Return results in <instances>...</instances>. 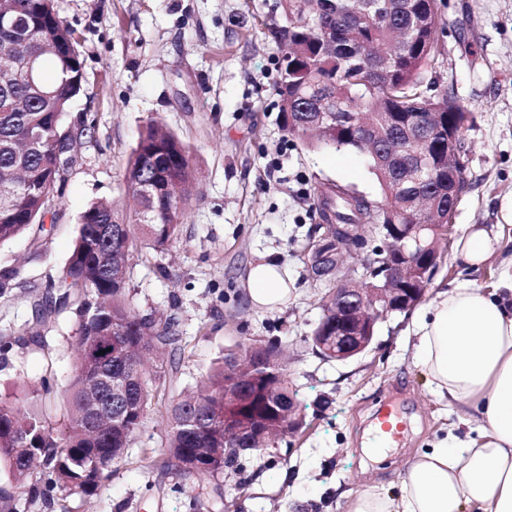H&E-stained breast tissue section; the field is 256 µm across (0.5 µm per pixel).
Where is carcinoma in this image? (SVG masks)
Returning a JSON list of instances; mask_svg holds the SVG:
<instances>
[{
	"mask_svg": "<svg viewBox=\"0 0 512 512\" xmlns=\"http://www.w3.org/2000/svg\"><path fill=\"white\" fill-rule=\"evenodd\" d=\"M435 0H408L406 8L384 21L365 15L356 0H280L285 23L274 27L282 48L277 92L296 104L284 114L289 132L313 149L347 147L367 150L366 142L380 131L383 145L411 153L403 135L405 126L427 125L435 113L439 123L463 128L469 112L444 90L426 95L421 74L434 61L430 33L413 31V17ZM7 14L25 17L28 28L20 34L0 28V54L17 52L36 60L35 83L23 70L0 72V182L13 191L0 194V244L33 225L44 227L50 202L73 162L56 153V137L63 132L64 116L81 91L82 63L75 30L63 24L55 0H0ZM319 103L332 118L323 133L310 134L306 122ZM41 132L36 149L24 148L29 129ZM370 170L383 199L375 204L342 192H316L317 212L325 224H364L373 229L393 221L394 211L421 198L435 199L448 208L458 204L448 196V174L433 171L419 182L401 180L396 170L383 168L373 156ZM193 178L188 146L175 134L149 121L125 173V190L133 205V224L124 223L108 202L92 203L82 214L73 252L65 265L44 285L39 316L68 310L78 327V356L66 393L67 423L57 433L48 414L33 401L37 391L22 397L0 395V465L15 483L24 485L31 470L43 467L70 489L91 495L105 471L124 454L143 426L153 399L158 362L172 358L171 322H154L140 314L130 298L131 259L138 248L165 250L178 242ZM159 185L152 196L143 184ZM22 280L19 265L0 269V292ZM118 345L125 352L149 347L154 359L136 371L129 359L106 354L89 366L87 350ZM227 366L206 375L197 390L172 400L166 415L169 460L192 481L215 478L238 461L269 444L252 432L224 440V416L235 413L224 400V383L237 360L251 359L273 372L268 378L248 377L246 388L268 403L259 415L270 420L288 409L294 395L279 346L253 352L239 346ZM102 372L127 382L124 416L104 413L91 422L87 401L100 395L95 382Z\"/></svg>",
	"mask_w": 512,
	"mask_h": 512,
	"instance_id": "1",
	"label": "carcinoma"
}]
</instances>
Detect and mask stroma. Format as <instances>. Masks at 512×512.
I'll return each mask as SVG.
<instances>
[{
	"instance_id": "1",
	"label": "stroma",
	"mask_w": 512,
	"mask_h": 512,
	"mask_svg": "<svg viewBox=\"0 0 512 512\" xmlns=\"http://www.w3.org/2000/svg\"><path fill=\"white\" fill-rule=\"evenodd\" d=\"M277 0H56L78 38L82 88L64 127L95 124L79 136L61 196L43 229L0 245V268L22 264L27 278L0 294V394L53 389L43 400L63 430V392L78 342L70 312L38 319L36 286L68 260L83 212L96 201L124 206V175L142 127L162 121L189 147L195 180L179 241L133 259L131 294L140 310L173 319L177 364L163 367L158 396L123 460L86 497L36 468L31 497L0 468V512H345L340 494L378 481L395 488L417 451L453 427L414 357L413 313L381 319L372 345L346 360L314 353L310 336L329 282L316 279L309 245L320 235L314 188L344 186L381 197L366 159L351 149L313 150L286 128L276 93L281 54L269 32L281 23ZM460 37L446 36L424 84L448 89L471 112L462 132L467 188L452 217L453 238L469 225L487 230L512 218V0H452ZM272 250L295 289L274 311L252 307L244 279L258 254ZM428 297L459 282L498 287L512 263V234L483 267L439 245ZM277 341L288 358L302 428L237 467L204 482L162 464L168 403L194 387L241 343ZM407 412L404 443L373 452L370 420L381 400Z\"/></svg>"
}]
</instances>
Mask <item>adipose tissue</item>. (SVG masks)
I'll return each mask as SVG.
<instances>
[{
    "instance_id": "adipose-tissue-1",
    "label": "adipose tissue",
    "mask_w": 512,
    "mask_h": 512,
    "mask_svg": "<svg viewBox=\"0 0 512 512\" xmlns=\"http://www.w3.org/2000/svg\"><path fill=\"white\" fill-rule=\"evenodd\" d=\"M499 247V235L474 226L457 253L478 267ZM244 286L258 310H274L290 294L287 270L268 252ZM413 326L415 359L433 393L470 431L420 450L398 493L375 484L346 494L347 512H512V272L489 292L467 282L438 292Z\"/></svg>"
}]
</instances>
